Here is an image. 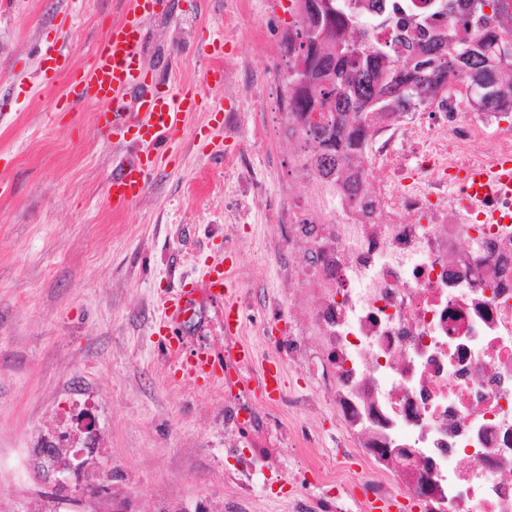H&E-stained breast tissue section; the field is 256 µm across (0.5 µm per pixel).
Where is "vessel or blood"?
<instances>
[{
	"label": "vessel or blood",
	"instance_id": "obj_1",
	"mask_svg": "<svg viewBox=\"0 0 512 512\" xmlns=\"http://www.w3.org/2000/svg\"><path fill=\"white\" fill-rule=\"evenodd\" d=\"M153 7L154 0H129L122 18L112 24L99 43L92 65L71 82L76 101L91 100L101 105L102 135L142 126L153 141L176 134L184 127L192 95L173 88L159 90L148 81L139 62V30ZM68 58L64 41L48 44L43 50L44 72H67ZM152 170L153 161L147 156L116 164L112 173L113 210H121L143 195ZM456 185L459 193L480 210L486 223L512 222V212H501L493 205L496 198L512 197V166L506 161L467 169ZM199 292L212 303L223 306L225 334L237 335L242 328L239 307L222 265L209 268L201 279L182 281L176 291L164 295L157 330L165 340V355L178 366L183 378L192 382L217 377L224 361L223 356L193 341L188 334L192 298Z\"/></svg>",
	"mask_w": 512,
	"mask_h": 512
}]
</instances>
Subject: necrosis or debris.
<instances>
[{
  "label": "necrosis or debris",
  "mask_w": 512,
  "mask_h": 512,
  "mask_svg": "<svg viewBox=\"0 0 512 512\" xmlns=\"http://www.w3.org/2000/svg\"><path fill=\"white\" fill-rule=\"evenodd\" d=\"M501 120L449 113L373 190V157L399 134L374 124L372 156L337 177L321 223L285 219L288 247L304 257L293 276L317 298L323 384L348 442L340 455L364 457L371 497L398 484L423 512H512V223H484L452 187L465 167L512 156ZM390 448L415 455L403 468Z\"/></svg>",
  "instance_id": "4bbe7bcc"
}]
</instances>
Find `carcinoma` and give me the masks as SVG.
<instances>
[{
    "instance_id": "1",
    "label": "carcinoma",
    "mask_w": 512,
    "mask_h": 512,
    "mask_svg": "<svg viewBox=\"0 0 512 512\" xmlns=\"http://www.w3.org/2000/svg\"><path fill=\"white\" fill-rule=\"evenodd\" d=\"M430 11L396 24L369 17L361 0H302L300 24L282 39L283 55L299 46L277 74L292 125L283 138L321 187L369 152L368 129L387 113L427 109L450 80L464 77L480 112H512V32L494 21L498 0H433ZM455 16L478 30L462 36L442 20ZM392 30L389 39L378 32Z\"/></svg>"
}]
</instances>
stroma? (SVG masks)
<instances>
[{
	"instance_id": "1",
	"label": "stroma",
	"mask_w": 512,
	"mask_h": 512,
	"mask_svg": "<svg viewBox=\"0 0 512 512\" xmlns=\"http://www.w3.org/2000/svg\"><path fill=\"white\" fill-rule=\"evenodd\" d=\"M126 8L0 0V512H288L300 492L361 499L363 458L349 460L342 489L325 481L341 428L317 373L322 349L288 295L291 180L274 70L295 2L166 0L144 20L143 68L157 85L197 91V108L176 140H157L145 194L116 212L115 163L146 146L130 131L102 138L97 105L55 112L68 77L45 78L36 49L66 38L70 71L82 70ZM216 63L224 83L206 87ZM217 264L243 327L227 340L222 309L204 300L195 335L216 351L253 350L233 401L227 382H185L155 333L162 297ZM271 362L284 379L275 401L247 382ZM239 403L259 430H238ZM49 441L81 453L106 492L91 493L82 470L58 486ZM257 443L275 460L253 479Z\"/></svg>"
}]
</instances>
